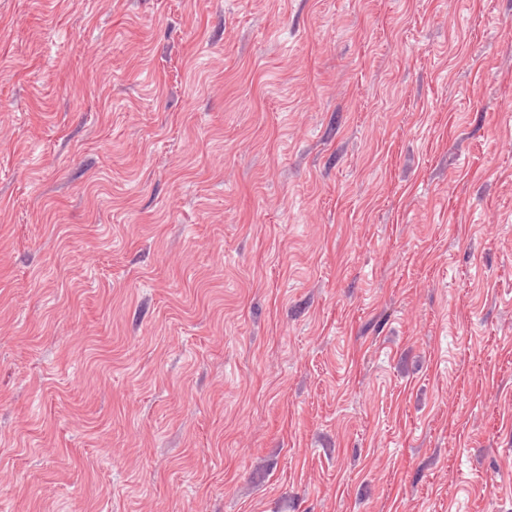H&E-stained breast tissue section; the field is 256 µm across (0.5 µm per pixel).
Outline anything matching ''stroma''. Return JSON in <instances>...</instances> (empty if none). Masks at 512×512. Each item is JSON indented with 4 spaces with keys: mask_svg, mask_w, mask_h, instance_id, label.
Returning <instances> with one entry per match:
<instances>
[{
    "mask_svg": "<svg viewBox=\"0 0 512 512\" xmlns=\"http://www.w3.org/2000/svg\"><path fill=\"white\" fill-rule=\"evenodd\" d=\"M0 512H512V0H0Z\"/></svg>",
    "mask_w": 512,
    "mask_h": 512,
    "instance_id": "stroma-1",
    "label": "stroma"
}]
</instances>
